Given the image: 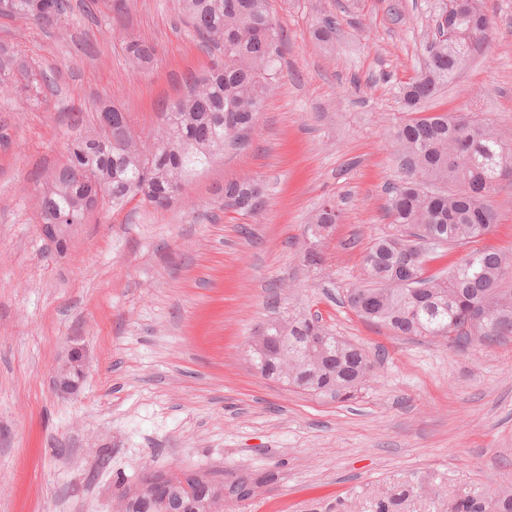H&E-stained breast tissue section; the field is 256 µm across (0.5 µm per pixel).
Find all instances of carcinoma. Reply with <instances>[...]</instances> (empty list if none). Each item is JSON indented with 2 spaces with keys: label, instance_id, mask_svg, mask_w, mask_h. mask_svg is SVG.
Wrapping results in <instances>:
<instances>
[{
  "label": "carcinoma",
  "instance_id": "1",
  "mask_svg": "<svg viewBox=\"0 0 512 512\" xmlns=\"http://www.w3.org/2000/svg\"><path fill=\"white\" fill-rule=\"evenodd\" d=\"M68 0H0V16H23L45 27L67 13ZM195 32L222 55L210 73L193 81L188 92L164 113V126L150 140L133 136L127 113L112 107V125L74 138L68 159L50 174L40 197V220L52 224L53 239L72 224H84L97 210H115L139 197L164 207L188 177L224 148L239 144L253 129L282 65V32L268 0H182ZM452 48L434 47L424 73L403 88L405 103L415 108L433 98L458 71L456 57L487 38ZM129 56L148 64L150 47L127 45ZM22 84L39 100L51 80L32 73L14 55L0 57V89ZM404 176L387 187V213L399 233L374 242L362 257L366 284L352 288L346 304L367 322L398 336L445 338L464 346L476 336L494 345L512 336V288L503 280L509 257L484 247L451 264L448 275H425L423 261L410 244L429 250L478 242L493 232L497 214L491 203L502 177L512 173V142L488 124L463 113L436 112L411 119L392 135ZM265 197L255 180L224 185V205L258 214ZM341 212L323 204L308 231L316 236L338 223ZM418 280L398 283L404 269ZM322 336L316 344L311 337ZM253 367L264 377L318 394L352 400L374 381V368L363 350L332 334L316 315L291 311L269 320L251 338ZM152 493L133 492L125 512H171L177 501L190 512H224V498L243 493L246 481L203 484L187 475ZM434 488L410 486L382 499L377 512H394L405 501L435 500ZM448 512H512V492L473 491L448 500Z\"/></svg>",
  "mask_w": 512,
  "mask_h": 512
}]
</instances>
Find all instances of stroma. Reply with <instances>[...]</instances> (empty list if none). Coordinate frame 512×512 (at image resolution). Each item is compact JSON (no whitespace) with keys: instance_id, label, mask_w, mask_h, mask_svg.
I'll list each match as a JSON object with an SVG mask.
<instances>
[{"instance_id":"1","label":"stroma","mask_w":512,"mask_h":512,"mask_svg":"<svg viewBox=\"0 0 512 512\" xmlns=\"http://www.w3.org/2000/svg\"><path fill=\"white\" fill-rule=\"evenodd\" d=\"M48 28L0 17V47L55 86L39 100L0 91V512H117L142 474L248 478L224 512H375L409 481L441 501L512 491V337L487 346L401 337L341 299L365 282L361 256L394 234L391 131L413 116L443 0H269L284 63L248 142L225 150L163 208L132 201L48 237L37 199L77 134L109 104L149 136L163 107L221 58L180 0H69ZM488 39L423 112H468L512 134V0H485ZM334 16L332 41L317 38ZM152 47L134 64L129 41ZM82 125H75V116ZM258 179L257 215L224 204V184ZM341 220L306 266L307 226L324 202ZM492 204L487 247L512 255V175ZM319 315L376 364L356 399L283 385L250 364L272 303ZM83 346L68 394L54 368Z\"/></svg>"}]
</instances>
